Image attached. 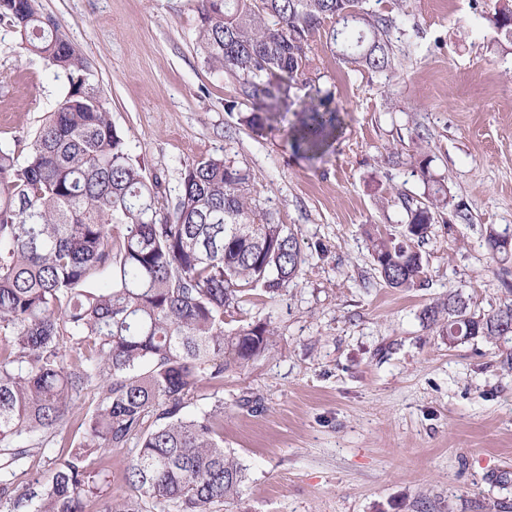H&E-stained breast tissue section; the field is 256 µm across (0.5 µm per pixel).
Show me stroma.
<instances>
[{"label": "stroma", "instance_id": "1", "mask_svg": "<svg viewBox=\"0 0 512 512\" xmlns=\"http://www.w3.org/2000/svg\"><path fill=\"white\" fill-rule=\"evenodd\" d=\"M87 61L112 123L147 176L176 197L201 158L250 170L259 208L291 227L305 264L280 295L251 292L243 323L275 328L270 349L225 373L224 446L248 468L232 512H512V369L477 337L449 346L422 311L448 293L488 315L512 300V44L495 0H368L396 20L388 76L351 71L314 41L321 89L344 127L316 161L241 116L252 101L196 50V0H38ZM66 83L0 22V144L24 140ZM458 212L421 247L427 287L399 291L374 268L367 231L400 235L398 194L422 196L414 127ZM252 407H244V400ZM488 21L502 39L512 43L511 0H497L494 13L488 16Z\"/></svg>", "mask_w": 512, "mask_h": 512}]
</instances>
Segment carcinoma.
I'll return each mask as SVG.
<instances>
[{"instance_id":"carcinoma-1","label":"carcinoma","mask_w":512,"mask_h":512,"mask_svg":"<svg viewBox=\"0 0 512 512\" xmlns=\"http://www.w3.org/2000/svg\"><path fill=\"white\" fill-rule=\"evenodd\" d=\"M195 44L203 62L239 79L241 94L267 100L244 117L252 128L277 119L294 85L314 79L312 43L339 52L356 71L391 70L394 18L367 0H197ZM20 45L61 73L67 91L29 144L27 155L0 146V509L4 512H221L238 502L247 467L224 450V399L188 410L203 382L220 383L262 356L274 329L266 322L227 327L255 288L277 294L305 259L296 235L258 210L251 173L224 159L185 165L175 203L149 179L112 125L92 73L43 17L37 0H0V20ZM488 21L512 43V0H496ZM288 137L295 153L316 159L342 124L332 92L315 89ZM414 153L394 149L388 161L408 164L427 185L420 199L399 200L402 239L368 234L377 270L391 288L421 285L420 251L448 209V186L414 131ZM490 249L508 254L506 236L486 230ZM475 333L509 342L512 302L474 321L458 293L427 307L424 318L448 336ZM98 389L78 440L55 458L52 477L15 492L12 478L34 449L55 443L85 386ZM155 424L145 428L149 413ZM139 440L124 473L134 498L117 500L107 455Z\"/></svg>"}]
</instances>
